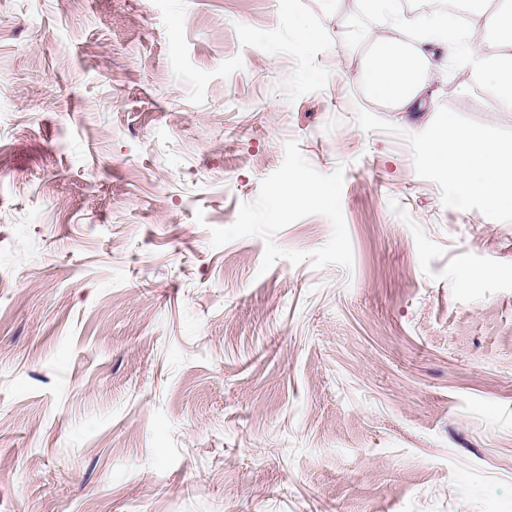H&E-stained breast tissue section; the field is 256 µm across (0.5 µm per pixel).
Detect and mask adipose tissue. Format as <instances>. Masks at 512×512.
<instances>
[{
	"label": "adipose tissue",
	"mask_w": 512,
	"mask_h": 512,
	"mask_svg": "<svg viewBox=\"0 0 512 512\" xmlns=\"http://www.w3.org/2000/svg\"><path fill=\"white\" fill-rule=\"evenodd\" d=\"M379 26L365 65L368 93L389 102L398 112H415L422 106L426 86L421 77L442 73L447 54L469 48V65L475 79L489 93L492 111L512 109V10L479 11L469 28H462L451 12H419L404 18L399 0H366ZM411 23L428 42L427 47L406 50L393 35L395 28ZM493 36L498 51L480 52L479 44ZM428 160L444 172L465 194L484 198L491 212L512 215V143H494L479 133L447 120L428 143Z\"/></svg>",
	"instance_id": "obj_1"
}]
</instances>
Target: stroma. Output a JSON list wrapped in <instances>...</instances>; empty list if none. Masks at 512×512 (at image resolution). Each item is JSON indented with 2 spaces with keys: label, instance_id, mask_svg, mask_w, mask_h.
<instances>
[{
  "label": "stroma",
  "instance_id": "1",
  "mask_svg": "<svg viewBox=\"0 0 512 512\" xmlns=\"http://www.w3.org/2000/svg\"><path fill=\"white\" fill-rule=\"evenodd\" d=\"M375 33L0 0V512H512V216L426 157L512 110L458 56L394 111ZM325 199V194L320 188H308L291 178L284 182L276 191L274 204L278 207L301 206L313 204Z\"/></svg>",
  "mask_w": 512,
  "mask_h": 512
}]
</instances>
